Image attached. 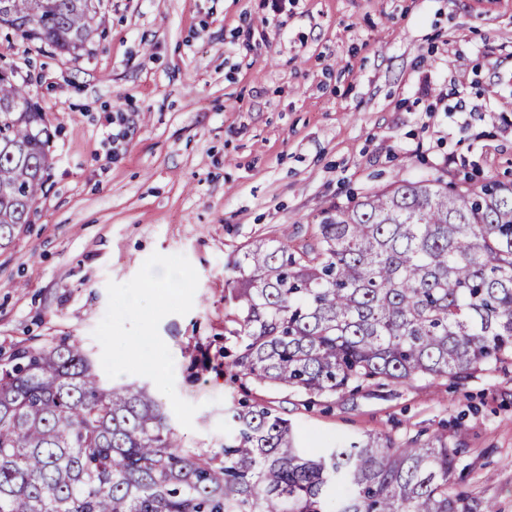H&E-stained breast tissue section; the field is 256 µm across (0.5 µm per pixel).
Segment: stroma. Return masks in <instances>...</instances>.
Wrapping results in <instances>:
<instances>
[{"label":"stroma","mask_w":512,"mask_h":512,"mask_svg":"<svg viewBox=\"0 0 512 512\" xmlns=\"http://www.w3.org/2000/svg\"><path fill=\"white\" fill-rule=\"evenodd\" d=\"M101 14L77 58L0 28L53 132L32 222L0 249V358L80 338L105 381L146 385L216 455L244 400L314 451L460 441L466 483L512 512V365L311 398L234 379L224 302L246 245L304 244L324 210L394 177L512 182V0H101ZM160 267L182 275L162 302L144 285ZM145 331L151 372L119 343Z\"/></svg>","instance_id":"stroma-1"}]
</instances>
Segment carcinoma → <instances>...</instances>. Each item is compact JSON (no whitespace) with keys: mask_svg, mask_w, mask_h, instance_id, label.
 I'll return each mask as SVG.
<instances>
[{"mask_svg":"<svg viewBox=\"0 0 512 512\" xmlns=\"http://www.w3.org/2000/svg\"><path fill=\"white\" fill-rule=\"evenodd\" d=\"M101 22L88 0H0V23L70 55ZM49 138L26 85L0 79V248L31 223ZM312 238L257 240L235 263L234 377L312 397L512 357V185L398 178L325 210ZM231 420L224 457L187 448L149 389L103 383L78 339L20 347L0 362V512H497L468 491L460 442L309 453L269 406Z\"/></svg>","mask_w":512,"mask_h":512,"instance_id":"carcinoma-1","label":"carcinoma"}]
</instances>
